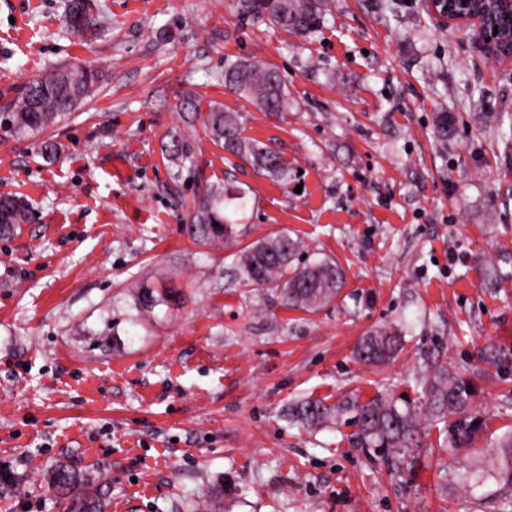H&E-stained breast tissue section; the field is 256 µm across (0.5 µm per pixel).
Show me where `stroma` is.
I'll list each match as a JSON object with an SVG mask.
<instances>
[{
  "instance_id": "35a3bbf8",
  "label": "stroma",
  "mask_w": 512,
  "mask_h": 512,
  "mask_svg": "<svg viewBox=\"0 0 512 512\" xmlns=\"http://www.w3.org/2000/svg\"><path fill=\"white\" fill-rule=\"evenodd\" d=\"M77 35L66 0H0V105L54 68L85 65L98 94L35 135L0 131V194L31 220L0 238V512H64L66 466L102 512H501L456 480L512 426V65L422 0H327L303 38L239 16L233 0H94ZM276 70L291 105L260 111L224 64ZM199 109L180 111L184 93ZM292 163L280 185L206 135L210 104ZM448 115V140L435 133ZM196 159L162 154L172 128ZM56 143L46 158L42 142ZM249 189L236 230H285L345 286L309 313L241 282L234 247L194 240L204 183ZM166 296L139 302L142 286ZM400 333L381 364L358 340ZM467 370L487 418L477 450L431 430L411 482L357 448L352 399L416 397L432 367ZM341 407L335 425L289 424L295 402ZM229 484V496L214 495Z\"/></svg>"
}]
</instances>
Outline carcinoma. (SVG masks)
I'll return each mask as SVG.
<instances>
[{"label": "carcinoma", "instance_id": "cac0c4a2", "mask_svg": "<svg viewBox=\"0 0 512 512\" xmlns=\"http://www.w3.org/2000/svg\"><path fill=\"white\" fill-rule=\"evenodd\" d=\"M325 0H236L240 14L254 16L271 26L303 36L323 17ZM92 0H68V21L72 31L88 33L98 23ZM99 84L98 71L85 66L53 70L29 82L24 91L6 102L4 132L15 136L34 134L58 124L90 97ZM224 86L253 100L264 112L288 111V92L278 73L249 59H238L224 67ZM210 140L229 154L250 163L257 171L279 183L293 177V167L279 152L245 134L239 114L210 105L205 118ZM165 153L178 169L191 160L192 153L185 135L173 130ZM248 191L242 187L207 184L194 201L190 220L194 236L203 244L221 245L233 238L236 216L245 212ZM30 220L28 201L16 195H0V236L8 237ZM219 226H214V223ZM301 245L288 233L270 234L239 250L237 275L246 284L280 290L286 305L314 311L340 294L344 286L343 269L332 259L311 263L299 260ZM401 337L388 331H375L362 337L356 353L360 360L374 363L390 359ZM476 387L466 372L439 366L421 385L420 404L403 400V406L391 399L373 398L352 402L356 410L354 444L359 448L384 451L396 472L410 470L422 443L423 421L442 425V432L452 448H471L486 427V418L474 405ZM336 418V406L322 400H303L290 409L288 421L293 425L320 428ZM491 462L484 467L459 474L462 487L483 491L488 481L497 485L500 495L512 496V430L486 449ZM76 475L66 467L56 470L53 485L67 500V512H99L91 497L71 496Z\"/></svg>", "mask_w": 512, "mask_h": 512}]
</instances>
